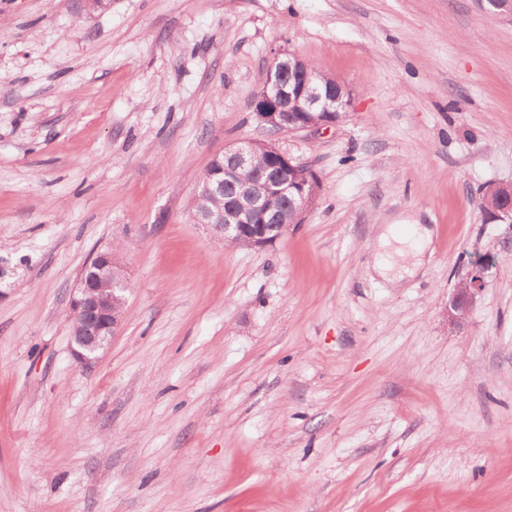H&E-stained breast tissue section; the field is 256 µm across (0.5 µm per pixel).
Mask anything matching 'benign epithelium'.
Returning a JSON list of instances; mask_svg holds the SVG:
<instances>
[{
    "label": "benign epithelium",
    "instance_id": "obj_1",
    "mask_svg": "<svg viewBox=\"0 0 512 512\" xmlns=\"http://www.w3.org/2000/svg\"><path fill=\"white\" fill-rule=\"evenodd\" d=\"M320 75L310 73L306 60L288 50L274 53L266 69L265 80L252 101L254 115L265 126L269 139L264 149L271 154L273 165L254 175L246 184L245 201L234 210L233 220L213 223V217L202 215L197 223L210 226L224 241H244L250 248L262 249L288 231L290 224L270 223L266 201L277 191L288 170L297 166L275 143V137L286 132H318L336 125V112L347 111L350 94L342 84L322 88ZM299 113L290 117L288 113ZM252 165V145L230 146L224 151V170H244ZM305 179L294 182L292 205L294 221H299L319 191L320 183L308 166H297ZM490 265L482 260L471 264L467 276L460 280L448 305V322L461 327L467 323L476 297L484 286ZM127 281L120 253L116 250L98 252L84 266L70 302L72 322L71 351L75 360L89 365L110 342L124 318Z\"/></svg>",
    "mask_w": 512,
    "mask_h": 512
}]
</instances>
